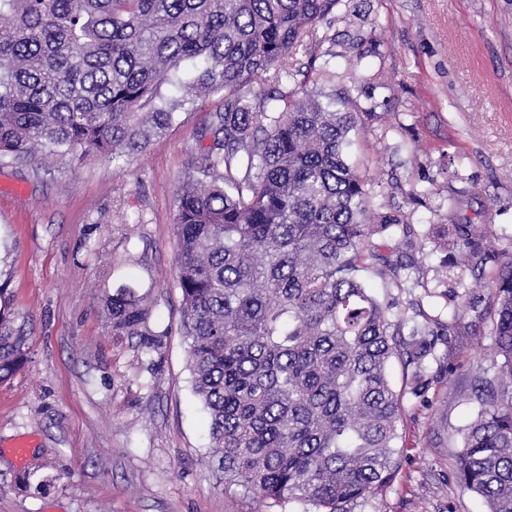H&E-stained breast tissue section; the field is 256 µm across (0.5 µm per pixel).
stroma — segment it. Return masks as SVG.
Instances as JSON below:
<instances>
[{
  "label": "stroma",
  "instance_id": "1",
  "mask_svg": "<svg viewBox=\"0 0 512 512\" xmlns=\"http://www.w3.org/2000/svg\"><path fill=\"white\" fill-rule=\"evenodd\" d=\"M331 26L357 41L333 45L336 78L313 89L350 90L361 107L349 162L413 225L421 276L433 280L446 257L434 247L443 225L465 217L494 225L485 250L512 251V0H350ZM220 104L198 99L130 162L0 166V267L12 308L33 325L27 365L0 385V512H258L210 466L174 283L178 177ZM122 285L155 300L149 326L162 346L141 359L106 326L101 297ZM476 295L463 315L415 290L453 346V385L427 393L444 402L447 445H429L431 422L408 403L391 479L351 512H486L456 480L459 432L479 411L471 373L501 362L488 292ZM22 440L21 467L10 450Z\"/></svg>",
  "mask_w": 512,
  "mask_h": 512
}]
</instances>
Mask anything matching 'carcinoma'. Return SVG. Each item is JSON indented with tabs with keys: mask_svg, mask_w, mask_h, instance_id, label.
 I'll use <instances>...</instances> for the list:
<instances>
[{
	"mask_svg": "<svg viewBox=\"0 0 512 512\" xmlns=\"http://www.w3.org/2000/svg\"><path fill=\"white\" fill-rule=\"evenodd\" d=\"M343 0H0V159L144 154L202 96L223 102L179 177L174 231L181 335L208 413L215 475L274 505L348 512L387 479L405 403L446 384L448 326L412 299H378L365 274L412 293L413 261L373 236L413 229L376 206L347 161L357 112L306 88ZM307 61L295 62L297 54ZM261 78L268 88L252 92ZM490 225H450L451 249L486 280L494 374L477 369L460 486L512 512V253ZM491 273H486V268ZM150 292L105 296L107 326L140 355L161 347ZM30 319L0 289V383L27 359ZM406 375L395 387L390 366Z\"/></svg>",
	"mask_w": 512,
	"mask_h": 512,
	"instance_id": "cac0c4a2",
	"label": "carcinoma"
}]
</instances>
